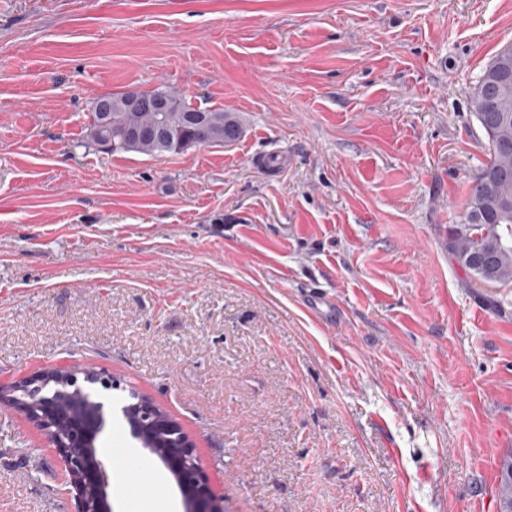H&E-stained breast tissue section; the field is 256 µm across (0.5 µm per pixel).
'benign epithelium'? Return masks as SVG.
<instances>
[{
  "instance_id": "benign-epithelium-1",
  "label": "benign epithelium",
  "mask_w": 512,
  "mask_h": 512,
  "mask_svg": "<svg viewBox=\"0 0 512 512\" xmlns=\"http://www.w3.org/2000/svg\"><path fill=\"white\" fill-rule=\"evenodd\" d=\"M77 374L62 369H49L15 384L11 393L0 390V402L18 407L16 393L31 386L50 393L33 421L44 430L49 447L61 466L63 493L74 499L75 512H112L109 500L110 474L105 460L97 454L96 442L100 426L94 417L84 413L69 398L68 389L83 381L87 384L119 385L101 373L88 369ZM68 415V429L54 432L53 424L61 414ZM155 428L176 442L178 451L167 454L162 465L174 476L183 496L185 512H222L223 495L216 493L199 464L195 448L181 425L167 417L154 419Z\"/></svg>"
}]
</instances>
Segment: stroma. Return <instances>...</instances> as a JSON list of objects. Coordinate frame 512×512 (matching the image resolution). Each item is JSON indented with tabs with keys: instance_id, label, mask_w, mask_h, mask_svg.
Masks as SVG:
<instances>
[{
	"instance_id": "stroma-1",
	"label": "stroma",
	"mask_w": 512,
	"mask_h": 512,
	"mask_svg": "<svg viewBox=\"0 0 512 512\" xmlns=\"http://www.w3.org/2000/svg\"><path fill=\"white\" fill-rule=\"evenodd\" d=\"M509 44L512 0H0V386L121 382L89 388L112 512H184L130 386L224 512H499L512 286L445 241L489 156L471 92ZM163 83L240 138L84 147L98 97ZM60 477L0 404V512H75ZM306 307L311 313L327 322L333 321L336 315V303L320 289L310 291Z\"/></svg>"
}]
</instances>
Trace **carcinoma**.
I'll list each match as a JSON object with an SVG mask.
<instances>
[{
	"mask_svg": "<svg viewBox=\"0 0 512 512\" xmlns=\"http://www.w3.org/2000/svg\"><path fill=\"white\" fill-rule=\"evenodd\" d=\"M127 93H114L98 98L94 103L92 120L87 128L85 144L105 153L137 152L144 155L178 154L177 143L188 150L201 145H224L236 141L241 134V123L233 112L222 109H203L193 106L175 88L163 84L141 92L147 99L160 98L170 103L166 112H152L129 107ZM110 104L103 112L100 105ZM471 109L484 132L489 146V160L476 180L484 185L470 189L466 201L464 223L448 227V254L478 283L495 288L512 283V207L502 206L512 201V147L501 149L502 140L512 141V121L495 123V116H512V45L503 47L486 66L470 96ZM202 115V122L211 138L198 139L200 126L189 119ZM136 129L140 136H130ZM488 258L479 266L473 262L475 254ZM500 512H512V453L500 465Z\"/></svg>",
	"mask_w": 512,
	"mask_h": 512,
	"instance_id": "1",
	"label": "carcinoma"
}]
</instances>
